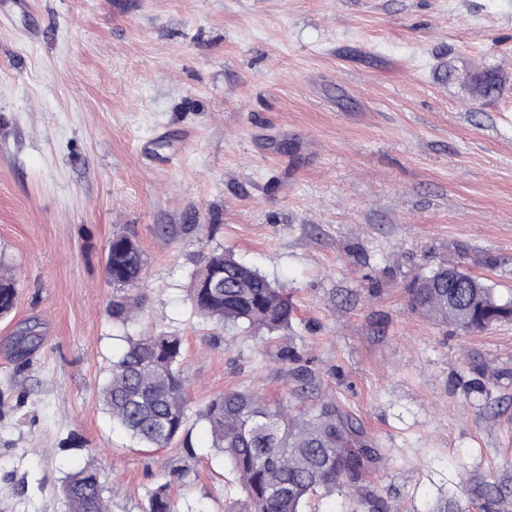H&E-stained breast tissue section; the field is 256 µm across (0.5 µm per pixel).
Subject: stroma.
<instances>
[{
  "mask_svg": "<svg viewBox=\"0 0 512 512\" xmlns=\"http://www.w3.org/2000/svg\"><path fill=\"white\" fill-rule=\"evenodd\" d=\"M0 0V512H65L61 479L94 459L144 512L241 504L204 421L144 448L98 401L123 336L174 331L193 409L228 390L285 401L279 345L357 415L385 456L391 512H427L512 478V324L462 336L413 313L404 285L465 246L512 290V0ZM507 74L474 101L463 77ZM169 165H162V158ZM168 234H161V227ZM146 265L121 324L105 253ZM233 250L288 289L278 346L197 316L205 256ZM37 321L25 365L14 332ZM176 469L184 478H173ZM146 512H179L170 492V483L160 484L150 493Z\"/></svg>",
  "mask_w": 512,
  "mask_h": 512,
  "instance_id": "1",
  "label": "stroma"
}]
</instances>
